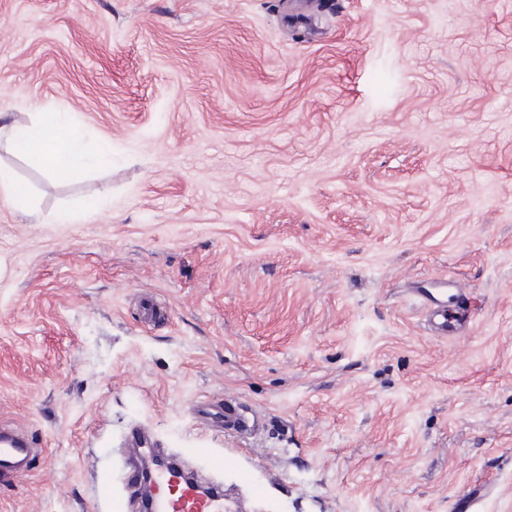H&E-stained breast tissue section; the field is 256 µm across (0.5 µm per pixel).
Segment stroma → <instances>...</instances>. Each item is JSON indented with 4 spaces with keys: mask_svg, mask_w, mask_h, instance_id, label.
Here are the masks:
<instances>
[{
    "mask_svg": "<svg viewBox=\"0 0 512 512\" xmlns=\"http://www.w3.org/2000/svg\"><path fill=\"white\" fill-rule=\"evenodd\" d=\"M42 109L112 164L0 140L40 215L0 203V418L44 448L0 512H105L135 427L230 512H512V0H0V113ZM227 396L255 434L198 425ZM417 295L423 302H429L427 305H429V326L431 332L441 337L457 336V333L466 322L463 300L458 297V293L457 300L451 305L437 299L432 300L420 291H417Z\"/></svg>",
    "mask_w": 512,
    "mask_h": 512,
    "instance_id": "1",
    "label": "stroma"
}]
</instances>
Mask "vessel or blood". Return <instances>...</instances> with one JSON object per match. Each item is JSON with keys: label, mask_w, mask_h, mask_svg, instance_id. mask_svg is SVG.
Here are the masks:
<instances>
[{"label": "vessel or blood", "mask_w": 512, "mask_h": 512, "mask_svg": "<svg viewBox=\"0 0 512 512\" xmlns=\"http://www.w3.org/2000/svg\"><path fill=\"white\" fill-rule=\"evenodd\" d=\"M465 324L462 301L448 304L439 300L429 303V326L434 335L452 337ZM201 423H219L239 434L254 432L255 424L242 414L235 400L225 399L223 405L204 404L199 411ZM37 453L32 438L14 425L0 421V481H9L15 473L28 468ZM124 479L132 496L127 500L109 501L106 512H129L132 497L141 496L144 483H151L152 492L146 512H226L222 488L204 483L188 475L178 463L156 468L152 479H145L136 460H128Z\"/></svg>", "instance_id": "b4317fda"}]
</instances>
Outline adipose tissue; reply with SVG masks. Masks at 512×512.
Instances as JSON below:
<instances>
[{"instance_id": "adipose-tissue-1", "label": "adipose tissue", "mask_w": 512, "mask_h": 512, "mask_svg": "<svg viewBox=\"0 0 512 512\" xmlns=\"http://www.w3.org/2000/svg\"><path fill=\"white\" fill-rule=\"evenodd\" d=\"M24 151L36 153L43 169L50 174L83 169L89 153H96L100 162H108L110 148L100 144L89 150L82 131L61 117L34 124L23 143Z\"/></svg>"}]
</instances>
